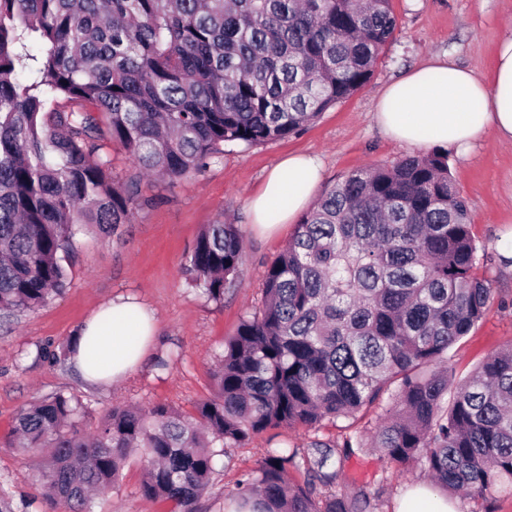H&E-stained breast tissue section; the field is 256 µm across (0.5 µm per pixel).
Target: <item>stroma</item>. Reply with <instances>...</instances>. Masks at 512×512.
Wrapping results in <instances>:
<instances>
[{
    "instance_id": "stroma-1",
    "label": "stroma",
    "mask_w": 512,
    "mask_h": 512,
    "mask_svg": "<svg viewBox=\"0 0 512 512\" xmlns=\"http://www.w3.org/2000/svg\"><path fill=\"white\" fill-rule=\"evenodd\" d=\"M398 16L394 41L381 54L371 80L344 102L322 112L299 133L251 148L228 146L203 170L176 179H145L131 223L104 235L83 228L65 258L69 278L63 292L45 306L0 318V486L27 498L28 512H46L34 484L32 464L8 443L19 411L35 399L61 392L89 410L81 423L91 431L112 407L148 408L164 403L194 414L216 391L212 370L242 317L259 306L265 271L285 248L295 224L261 231L249 200L267 174L288 154L317 156L322 176L309 196L318 200L334 183L357 169L393 165L420 149L393 140L374 119L380 91L429 58L446 56L485 76L498 42L512 28V0H393ZM448 165L466 200L473 233L486 262L496 299L485 318L450 353L448 367L462 376L489 353L512 345V264L502 248L512 242V143L488 137L465 154L449 151ZM239 225L244 251L233 288L223 303L207 300L188 284L183 266L204 225ZM118 297L136 300L152 316L155 334L139 365L108 384L87 383L70 360L52 361L83 322ZM347 420L314 427L271 428L244 447L220 457L200 512H224L245 472L274 448L306 452L311 441L338 440ZM142 462L130 455L111 492L94 495L90 512H170L168 504L141 494ZM420 468H401L378 453L350 457L336 479L338 489H382L383 512H399L406 494L428 486Z\"/></svg>"
}]
</instances>
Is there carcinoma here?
<instances>
[{
    "label": "carcinoma",
    "mask_w": 512,
    "mask_h": 512,
    "mask_svg": "<svg viewBox=\"0 0 512 512\" xmlns=\"http://www.w3.org/2000/svg\"><path fill=\"white\" fill-rule=\"evenodd\" d=\"M397 28L392 0H0V311L60 294L82 226L131 223L141 179L286 138L350 98ZM106 139L136 169L126 182ZM472 226L441 151L354 170L267 267L196 415L114 407L86 436L87 407L54 394L21 409L9 447L47 452L35 481L51 512H85L132 451L145 498L197 512L224 449L389 403L373 429L302 460L269 451L233 512H378L380 491L335 487L336 466L372 448L462 501L512 485V345L460 380L446 367L496 294ZM243 249L238 225H205L186 279L223 303ZM300 467L302 485L288 478Z\"/></svg>",
    "instance_id": "carcinoma-1"
}]
</instances>
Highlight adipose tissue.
<instances>
[{
    "mask_svg": "<svg viewBox=\"0 0 512 512\" xmlns=\"http://www.w3.org/2000/svg\"><path fill=\"white\" fill-rule=\"evenodd\" d=\"M375 120L393 139L409 145L437 144L466 150L495 136L512 141V33L502 39L490 79L437 58L387 85L375 106ZM320 180V164L307 154L282 160L252 198L257 224L272 227L294 220ZM128 299L103 306L75 334L72 360L85 379L105 383L139 360L153 334L146 311L128 317Z\"/></svg>",
    "mask_w": 512,
    "mask_h": 512,
    "instance_id": "ef3b65f1",
    "label": "adipose tissue"
}]
</instances>
